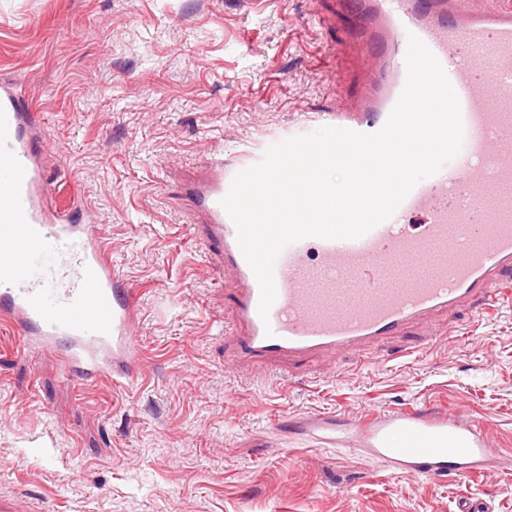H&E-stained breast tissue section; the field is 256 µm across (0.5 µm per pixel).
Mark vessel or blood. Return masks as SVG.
<instances>
[{"instance_id":"vessel-or-blood-1","label":"vessel or blood","mask_w":512,"mask_h":512,"mask_svg":"<svg viewBox=\"0 0 512 512\" xmlns=\"http://www.w3.org/2000/svg\"><path fill=\"white\" fill-rule=\"evenodd\" d=\"M360 26L339 48L359 52V93L318 121L360 133L386 123L405 85L409 36L436 56L454 87L462 151L420 181L393 216L353 240L309 237L274 265L276 298L260 316V287L221 201L261 152L212 158L186 196L199 214L197 247L230 277L232 362L293 361L370 352L463 301L494 304L512 280V0H352ZM35 114L15 83L0 84V323L63 356L81 385L129 381L142 365L136 309L104 227L81 204L59 203L43 163ZM340 439L398 469L434 479L499 468L474 424L430 410L345 425Z\"/></svg>"}]
</instances>
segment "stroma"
<instances>
[{
    "mask_svg": "<svg viewBox=\"0 0 512 512\" xmlns=\"http://www.w3.org/2000/svg\"><path fill=\"white\" fill-rule=\"evenodd\" d=\"M336 0H0V81L36 113L58 201L104 224L137 308L129 385L74 386L0 324V512H512V473L429 479L312 426L452 413L512 453V297L361 357L241 371L229 278L188 231L185 184L357 89Z\"/></svg>",
    "mask_w": 512,
    "mask_h": 512,
    "instance_id": "1",
    "label": "stroma"
}]
</instances>
